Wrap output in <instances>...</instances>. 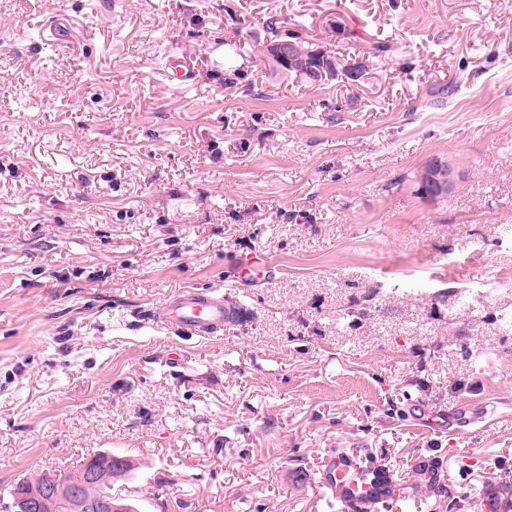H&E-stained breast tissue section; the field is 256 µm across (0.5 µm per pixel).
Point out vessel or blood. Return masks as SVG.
<instances>
[{"label":"vessel or blood","instance_id":"1","mask_svg":"<svg viewBox=\"0 0 512 512\" xmlns=\"http://www.w3.org/2000/svg\"><path fill=\"white\" fill-rule=\"evenodd\" d=\"M234 303L212 291H181L169 299L149 320L185 336H213L230 325ZM340 505V512H383L388 506L389 476L361 466L354 455L336 453L321 480Z\"/></svg>","mask_w":512,"mask_h":512}]
</instances>
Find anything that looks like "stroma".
<instances>
[{"instance_id":"obj_1","label":"stroma","mask_w":512,"mask_h":512,"mask_svg":"<svg viewBox=\"0 0 512 512\" xmlns=\"http://www.w3.org/2000/svg\"><path fill=\"white\" fill-rule=\"evenodd\" d=\"M216 287L220 336L148 324ZM332 449L512 512V0H0V497L108 452L138 512H330ZM327 54L321 50H311L308 57L299 56L291 43L275 42L269 48L271 61L290 69H296L299 73L315 79L316 69L313 64L318 63ZM313 59V62H312ZM459 177V172L447 159L433 157L420 171L421 192L432 201L444 199L454 190Z\"/></svg>"}]
</instances>
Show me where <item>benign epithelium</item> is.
I'll use <instances>...</instances> for the list:
<instances>
[{
    "label": "benign epithelium",
    "mask_w": 512,
    "mask_h": 512,
    "mask_svg": "<svg viewBox=\"0 0 512 512\" xmlns=\"http://www.w3.org/2000/svg\"><path fill=\"white\" fill-rule=\"evenodd\" d=\"M325 57L327 54L321 50H312L309 56L301 57L292 44L285 42H275L269 48L271 61L295 69L311 79L315 78L314 63ZM459 177V172L448 160L433 157L420 171L421 192L432 201L444 199L454 190ZM57 501L63 502L70 512H135L132 505L112 496L93 503L85 499L78 488L63 483L55 476L49 477L39 490L12 494L5 512H45Z\"/></svg>",
    "instance_id": "benign-epithelium-1"
}]
</instances>
